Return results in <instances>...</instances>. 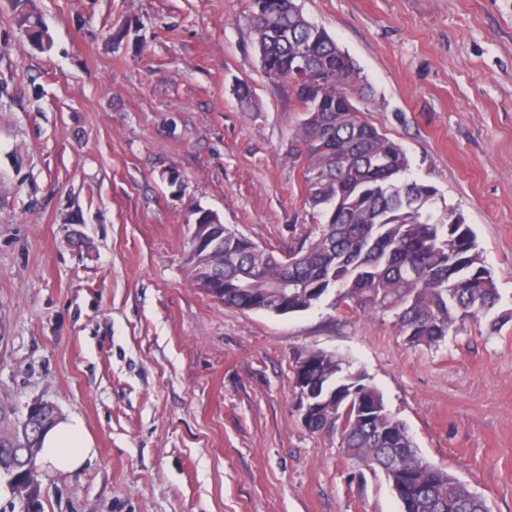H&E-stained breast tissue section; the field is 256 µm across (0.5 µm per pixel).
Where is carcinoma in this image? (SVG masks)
Returning <instances> with one entry per match:
<instances>
[{
	"label": "carcinoma",
	"mask_w": 512,
	"mask_h": 512,
	"mask_svg": "<svg viewBox=\"0 0 512 512\" xmlns=\"http://www.w3.org/2000/svg\"><path fill=\"white\" fill-rule=\"evenodd\" d=\"M251 28L264 73L288 82L304 105L296 151L312 217L324 218L300 244L276 255L238 231L224 228V250L189 251L194 280L204 285L224 275V304L241 310L309 309L332 286L362 309L390 313L403 342L432 348L449 332L488 316L497 288L477 248L475 234L450 209L446 222L429 223L436 191L400 180L408 169L403 149L364 120L353 101L366 79L327 32L294 10L293 0H251ZM321 360L302 375L298 390L323 404L336 423L308 426L332 433L347 456L381 471L402 512H490L486 500L446 470L426 461L405 426L387 411L382 395L322 351L296 360ZM42 426L26 421L0 400V478L17 479L3 448H41L54 412Z\"/></svg>",
	"instance_id": "1"
}]
</instances>
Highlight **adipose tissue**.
<instances>
[{"label": "adipose tissue", "instance_id": "ef3b65f1", "mask_svg": "<svg viewBox=\"0 0 512 512\" xmlns=\"http://www.w3.org/2000/svg\"><path fill=\"white\" fill-rule=\"evenodd\" d=\"M93 452V441L76 417L58 420L44 434L40 462L65 470L80 468Z\"/></svg>", "mask_w": 512, "mask_h": 512}]
</instances>
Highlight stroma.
I'll use <instances>...</instances> for the list:
<instances>
[{
	"label": "stroma",
	"instance_id": "35a3bbf8",
	"mask_svg": "<svg viewBox=\"0 0 512 512\" xmlns=\"http://www.w3.org/2000/svg\"><path fill=\"white\" fill-rule=\"evenodd\" d=\"M296 3L366 76L355 106L435 188L433 219L471 226L508 320L411 348L334 289L285 315L206 294L185 263L197 209L280 252L314 224L303 106L261 68L251 0H0V398L52 403L95 444L76 471L42 467L44 512H401L304 426L310 350L512 512V0Z\"/></svg>",
	"mask_w": 512,
	"mask_h": 512
}]
</instances>
